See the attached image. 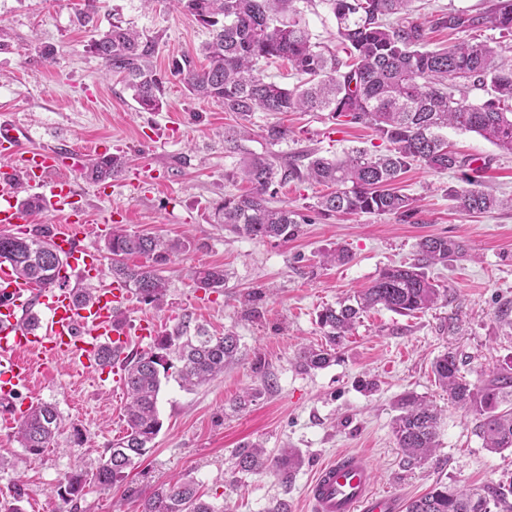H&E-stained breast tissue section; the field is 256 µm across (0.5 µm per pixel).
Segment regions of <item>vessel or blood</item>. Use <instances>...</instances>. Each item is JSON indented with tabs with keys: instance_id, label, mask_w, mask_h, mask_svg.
I'll list each match as a JSON object with an SVG mask.
<instances>
[{
	"instance_id": "vessel-or-blood-1",
	"label": "vessel or blood",
	"mask_w": 512,
	"mask_h": 512,
	"mask_svg": "<svg viewBox=\"0 0 512 512\" xmlns=\"http://www.w3.org/2000/svg\"><path fill=\"white\" fill-rule=\"evenodd\" d=\"M82 154L52 148L29 149L20 128L0 123V227L31 223L18 200L19 193L44 200L56 214L53 240L69 256L79 282L103 274V258L93 247L77 245L89 222L85 208L77 206L74 183L66 173L75 169ZM130 300L127 290L114 283L78 304L70 286L47 285L18 275L0 262V400L33 389L32 366L25 353L41 360L71 357L85 370L98 368L97 354L104 344L124 350L127 328L118 313ZM312 512H400L394 497L374 491L368 460L346 453L323 463L307 488Z\"/></svg>"
}]
</instances>
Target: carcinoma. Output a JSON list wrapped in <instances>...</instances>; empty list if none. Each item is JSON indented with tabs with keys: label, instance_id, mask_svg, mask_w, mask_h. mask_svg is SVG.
<instances>
[{
	"label": "carcinoma",
	"instance_id": "cac0c4a2",
	"mask_svg": "<svg viewBox=\"0 0 512 512\" xmlns=\"http://www.w3.org/2000/svg\"><path fill=\"white\" fill-rule=\"evenodd\" d=\"M185 12L210 28L211 39L200 53L207 65L199 68L190 57L175 63V72L189 94L218 101L224 111L249 120L255 112H326L344 124L374 129L388 143L387 152L374 154L351 148L340 158H327L305 151L286 160L244 149L246 126L224 130V151L239 154L242 180L250 192L226 196L217 208L224 229L244 238L287 240L305 216L286 206L273 204L271 187L290 182L325 185L332 191L319 196L318 213L394 214L410 219L418 213L417 199L401 192L396 182L408 168L419 163L435 172L459 171L463 186L448 188V196L464 213L487 212L512 206L482 190L466 172L468 159L450 148L442 135L445 128L473 132L512 154V60L484 43L460 39L446 48L430 49L429 31L443 29L454 35L481 25L512 36V0H495L479 15L466 10L437 15L431 21L413 16V0H325L336 20V48L312 41L296 0H174ZM91 52L107 71L119 75L134 92L140 109L162 108L164 77L153 64L155 41L120 22L92 40ZM262 60L281 61L298 78L291 89L266 80ZM473 90L485 97L469 100ZM288 129L266 127L264 138L275 146L288 140ZM127 164L120 155H103L86 167L87 180L99 183L118 177ZM186 249L181 240L148 233H129L117 228L105 242L112 279L129 293L149 303L163 300L168 279L166 266ZM467 244L446 236H429L417 243L415 262L383 269L372 285L353 296L323 308L318 322L325 343L304 346L297 364L304 371L322 369L336 360V347L349 335L360 316L381 307L399 315L424 312L448 294L433 284L424 272L429 265H446L467 255ZM144 256L147 263L130 266L125 258ZM38 282L52 281L64 264V256L52 242L48 227L35 224L25 236L0 233V261ZM194 285L219 292L226 283L224 269L199 266L190 270ZM239 339L232 332L213 336L203 328L188 334L184 325L173 335L159 336L155 350L137 357H120L106 347L103 364L121 362L127 393L124 434L113 438L93 473V484L105 490L124 483L139 459L153 447L161 430L158 411L160 374L173 367L168 356L180 363L176 377L180 387L194 390L224 375V368L239 354ZM457 353L445 352L432 363L435 382L448 392V399L477 416V435L491 452L512 449V373L492 374L476 388L460 375ZM397 414L391 430L398 448L409 461H428L439 446L437 410L424 398L401 394L395 401ZM62 416L57 407L37 403L17 419L14 436L33 457L58 444ZM241 474L273 473L290 481L302 458L294 448L278 456L260 443H246L235 454ZM87 480L81 474L66 476L56 489L60 512H80ZM139 499V512H219L204 498L192 479L162 484L148 493L127 488ZM512 484L508 487L459 489L437 483L412 500L407 512H512Z\"/></svg>",
	"mask_w": 512,
	"mask_h": 512
}]
</instances>
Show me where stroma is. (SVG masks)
<instances>
[{
  "label": "stroma",
  "mask_w": 512,
  "mask_h": 512,
  "mask_svg": "<svg viewBox=\"0 0 512 512\" xmlns=\"http://www.w3.org/2000/svg\"><path fill=\"white\" fill-rule=\"evenodd\" d=\"M83 0H0V28L10 46L0 51V120L14 121L26 133L25 144H54L89 152L108 142L109 153L131 156L114 179L101 183L73 172L82 204L93 224L109 219L128 232H151L187 244L165 275L162 302L132 299L123 318H152L157 334L181 325L202 326L220 335L230 330L240 339L237 361L223 377L188 391L175 379L162 383L158 400L162 428L142 462L131 469L126 486L90 487L82 512H138L127 487L152 490L176 478L195 480L207 500L222 512H266L272 499H287L291 512H311L306 490L318 466L333 456L359 452L373 471L376 492L407 503L442 482L456 487L512 484V449L484 448L475 433L474 415L449 401L434 381L432 361L451 350L473 386L489 371L512 368V211L460 213L448 196L460 186L459 173L412 165L398 186L420 198L416 220L390 214L324 217L313 205L324 186L292 182L278 187L276 204L307 215L288 241L241 238L217 224L214 213L225 195L242 194L248 185L239 175L238 157L224 153V130L238 125L221 103L190 97L172 72L175 59L194 56L205 66L200 46L208 29L171 0H99L89 24L77 12ZM313 41L334 44L336 22L324 0H296ZM122 20L157 43L154 64L164 75L163 106L142 111L118 76L105 73L89 51L98 32ZM52 46L41 59L31 54L32 40ZM287 127V143L269 147L268 125ZM246 148L287 157L304 150L336 156L351 148L384 152L372 129L339 126L322 112H257L249 121ZM449 143L469 158L483 188L500 198L512 196V156L471 132L448 129ZM427 236L466 242V258L427 267V275L448 290L447 305L413 316L383 308L364 313L327 367L306 372L296 363L299 348L323 340L317 322L325 306L371 286L390 265L412 262L416 245ZM344 247L351 259L325 265L324 251ZM218 265L229 272L223 291L195 288L187 272ZM262 291L258 315H245L241 294ZM272 390L248 408L234 410V399L260 386ZM376 381L375 391L363 388ZM412 391L426 397L441 414L440 446L421 465H407L391 432L392 402ZM56 405L68 427H78L82 441L61 436L58 447L27 459L14 439L7 413L0 411V455L11 460L0 470V500H12L23 488L22 512H59L54 488L76 467L94 468L105 446L125 427L126 392L120 368L89 372L76 361L38 363L36 388L14 400L16 411L30 404ZM259 442L268 452L297 449L302 464L290 483L270 474L238 476L234 452Z\"/></svg>",
  "instance_id": "1"
}]
</instances>
